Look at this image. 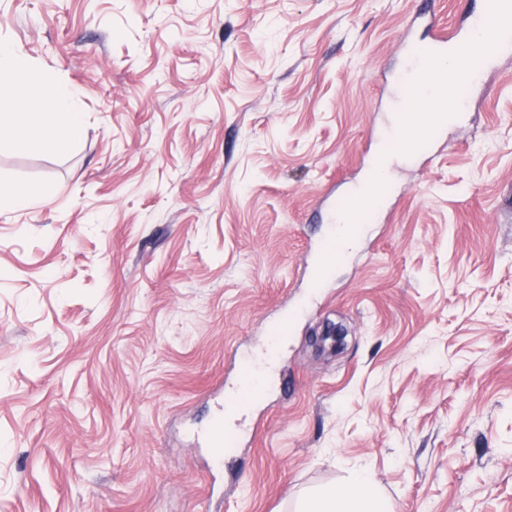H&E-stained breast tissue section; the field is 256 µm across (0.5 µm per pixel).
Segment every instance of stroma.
I'll list each match as a JSON object with an SVG mask.
<instances>
[{
  "instance_id": "stroma-1",
  "label": "stroma",
  "mask_w": 512,
  "mask_h": 512,
  "mask_svg": "<svg viewBox=\"0 0 512 512\" xmlns=\"http://www.w3.org/2000/svg\"><path fill=\"white\" fill-rule=\"evenodd\" d=\"M414 0H0L74 87L15 113L0 193V512H298L363 473L393 512H512V57L319 291L332 192L382 144ZM215 466L195 430L264 354Z\"/></svg>"
}]
</instances>
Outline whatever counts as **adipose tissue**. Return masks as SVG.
Segmentation results:
<instances>
[{
	"mask_svg": "<svg viewBox=\"0 0 512 512\" xmlns=\"http://www.w3.org/2000/svg\"><path fill=\"white\" fill-rule=\"evenodd\" d=\"M0 75L16 89L38 99L50 134L60 140H75L82 134L83 116L78 94L47 72L34 71L27 57L8 42L0 41ZM388 506L364 474H355L348 491L324 487L309 494L302 512H387Z\"/></svg>",
	"mask_w": 512,
	"mask_h": 512,
	"instance_id": "ef3b65f1",
	"label": "adipose tissue"
}]
</instances>
